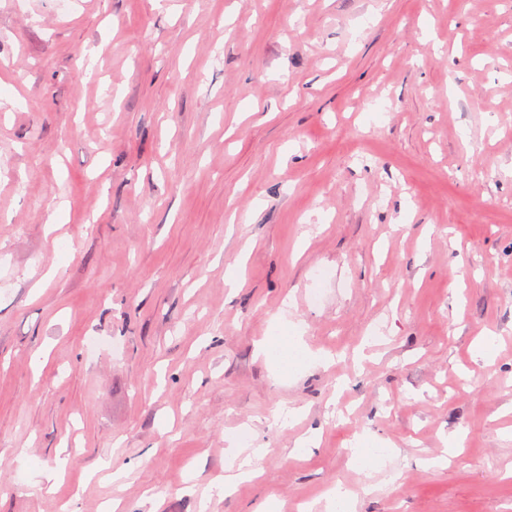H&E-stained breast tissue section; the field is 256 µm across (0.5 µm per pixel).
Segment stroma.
<instances>
[{"label":"stroma","instance_id":"35a3bbf8","mask_svg":"<svg viewBox=\"0 0 512 512\" xmlns=\"http://www.w3.org/2000/svg\"><path fill=\"white\" fill-rule=\"evenodd\" d=\"M333 485L512 512V0H0V512ZM297 341L295 336H282L278 341H272L270 339L264 341L259 345V352L267 359L271 358L273 354L278 356H284L288 358L289 352H295L298 350ZM238 441L239 447L242 448L231 450L226 460L225 471L227 474L224 475V483L220 482L215 486L219 495L224 494L226 496L232 492L238 482L252 479L255 476L253 467L265 453V448H259V446L253 445L252 448H243L251 444L247 434H241ZM246 451L247 453L244 454Z\"/></svg>","mask_w":512,"mask_h":512}]
</instances>
